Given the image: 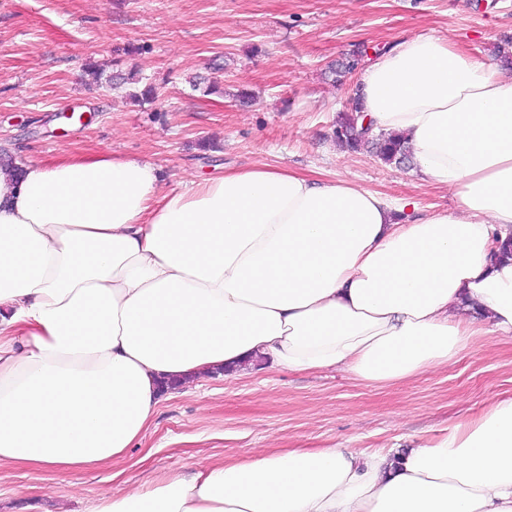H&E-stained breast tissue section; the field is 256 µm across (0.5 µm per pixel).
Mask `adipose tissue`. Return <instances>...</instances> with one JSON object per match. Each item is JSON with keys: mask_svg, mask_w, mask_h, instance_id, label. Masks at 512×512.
Masks as SVG:
<instances>
[{"mask_svg": "<svg viewBox=\"0 0 512 512\" xmlns=\"http://www.w3.org/2000/svg\"><path fill=\"white\" fill-rule=\"evenodd\" d=\"M357 88L457 212L269 165L178 192L111 154L0 170V467L122 460L174 380L267 362L383 386L512 335V78L416 35ZM91 512H512V396L426 444L256 453Z\"/></svg>", "mask_w": 512, "mask_h": 512, "instance_id": "1", "label": "adipose tissue"}]
</instances>
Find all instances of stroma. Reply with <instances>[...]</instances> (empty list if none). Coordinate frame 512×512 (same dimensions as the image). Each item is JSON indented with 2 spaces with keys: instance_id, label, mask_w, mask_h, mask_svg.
<instances>
[{
  "instance_id": "35a3bbf8",
  "label": "stroma",
  "mask_w": 512,
  "mask_h": 512,
  "mask_svg": "<svg viewBox=\"0 0 512 512\" xmlns=\"http://www.w3.org/2000/svg\"><path fill=\"white\" fill-rule=\"evenodd\" d=\"M417 34L495 58L512 36V0H0V143L24 161L137 157L160 167L167 191L267 164L343 175L419 211L453 212L447 188L332 137L356 80L333 83L328 65L355 52L371 59ZM92 62L110 75L136 70L157 98L137 105L125 89L89 84ZM216 78L222 91L204 93ZM240 90L253 94L251 105L236 101ZM506 394L512 342L497 336L387 387L333 368L215 376L163 400L124 460L76 474L0 470V512H15L23 497L42 512H89L107 491L273 448L424 444Z\"/></svg>"
}]
</instances>
